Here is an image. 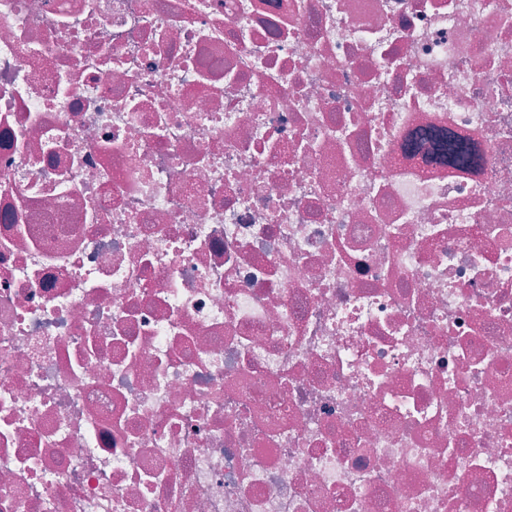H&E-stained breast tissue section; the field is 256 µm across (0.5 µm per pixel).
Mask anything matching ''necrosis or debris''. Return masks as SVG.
Here are the masks:
<instances>
[{
	"label": "necrosis or debris",
	"mask_w": 512,
	"mask_h": 512,
	"mask_svg": "<svg viewBox=\"0 0 512 512\" xmlns=\"http://www.w3.org/2000/svg\"><path fill=\"white\" fill-rule=\"evenodd\" d=\"M0 512H512V0H0ZM438 147L455 165L462 168L474 167L476 153L473 146L468 141L448 136V140H440L438 142Z\"/></svg>",
	"instance_id": "4bbe7bcc"
}]
</instances>
